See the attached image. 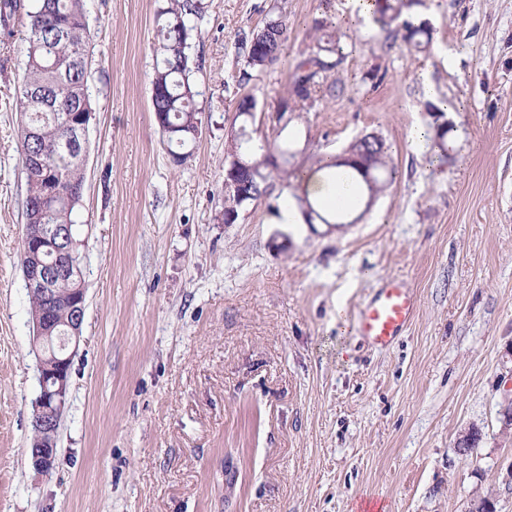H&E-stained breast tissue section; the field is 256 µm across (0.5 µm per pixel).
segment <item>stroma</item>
Returning a JSON list of instances; mask_svg holds the SVG:
<instances>
[{"label":"stroma","mask_w":512,"mask_h":512,"mask_svg":"<svg viewBox=\"0 0 512 512\" xmlns=\"http://www.w3.org/2000/svg\"><path fill=\"white\" fill-rule=\"evenodd\" d=\"M193 33L204 132L172 166L150 110L161 0H87L93 39L86 185L78 227L87 288L55 466L30 461L40 393L19 263L26 180L15 87L21 30H0V512H512V0H422L430 47H383L348 0H203ZM283 4L285 59L238 85V38ZM328 18L347 86L278 122L290 60ZM435 97H427L425 84ZM245 94L253 135L289 140L288 177L237 223L224 140ZM447 102V159L414 144ZM385 141L396 181L356 224H279L319 155ZM417 316L393 348L353 330L388 278ZM481 437L470 455L457 440ZM244 184L238 181L237 177H228L224 179V190L228 193L238 195L242 202L245 201L250 194L243 191ZM224 192V223H227L229 219L232 220L233 224L239 219L242 204L237 196L230 195Z\"/></svg>","instance_id":"obj_1"}]
</instances>
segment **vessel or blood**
<instances>
[{"label": "vessel or blood", "instance_id": "b4317fda", "mask_svg": "<svg viewBox=\"0 0 512 512\" xmlns=\"http://www.w3.org/2000/svg\"><path fill=\"white\" fill-rule=\"evenodd\" d=\"M418 312L417 296L401 280H387L360 308L354 332L372 345L386 349L411 326Z\"/></svg>", "mask_w": 512, "mask_h": 512}]
</instances>
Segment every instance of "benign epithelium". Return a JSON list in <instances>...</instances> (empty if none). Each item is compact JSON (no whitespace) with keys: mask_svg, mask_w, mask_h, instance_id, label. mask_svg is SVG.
<instances>
[{"mask_svg":"<svg viewBox=\"0 0 512 512\" xmlns=\"http://www.w3.org/2000/svg\"><path fill=\"white\" fill-rule=\"evenodd\" d=\"M92 113L83 114L81 124L74 127L71 144L76 147L75 159L86 162L87 153L77 148L85 140ZM83 242L74 241L67 224H28L23 240V278L29 296L41 303L34 313V332L31 345L39 366L40 394L35 401L32 424L36 434L31 441L30 455L34 470L49 475L55 462L56 436L60 424L59 412L69 395L71 347L77 345L85 314L83 275L77 271V248ZM53 256L49 262L46 257ZM77 275L78 286L73 289V321L68 331L56 334V323L50 318L58 298L54 281L63 275Z\"/></svg>","mask_w":512,"mask_h":512,"instance_id":"obj_1","label":"benign epithelium"}]
</instances>
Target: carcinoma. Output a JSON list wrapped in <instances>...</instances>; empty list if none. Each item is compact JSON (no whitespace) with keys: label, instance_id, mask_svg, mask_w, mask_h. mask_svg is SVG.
I'll return each mask as SVG.
<instances>
[{"label":"carcinoma","instance_id":"cac0c4a2","mask_svg":"<svg viewBox=\"0 0 512 512\" xmlns=\"http://www.w3.org/2000/svg\"><path fill=\"white\" fill-rule=\"evenodd\" d=\"M373 22L386 33L385 42L401 40L410 50L425 51L433 39V28L426 20H410V10L420 0H372ZM205 17L202 0H165L154 17L156 52L160 61L154 67L151 85L156 95L150 98L154 119L168 126L181 127L180 137L166 143L167 153L173 166L179 167L191 157V147L196 138L190 134L194 122H203L205 108L199 102L203 92L199 90L194 66L192 31ZM25 29V70L15 90V108L19 112L20 158L33 148L44 150L46 167L43 172L26 175L27 194L25 205H42L46 209L44 219L48 224H70L77 230V207L86 182L85 169L77 164L63 148L72 126L82 121L85 112H95L89 91L91 59L88 46L91 31L86 18L85 0H32L23 6L20 0H0V25L7 28L12 21ZM314 47L307 55L289 64L287 90L279 98L276 112L284 116L307 104L317 96L336 98L343 95L346 85L332 80L315 79L311 69L327 71L341 62L343 53L340 37L328 30L323 19L313 20ZM289 36L288 18L283 7L274 5L265 14L262 24L242 33L238 40L241 65L236 75L238 85H246L255 77L272 69L281 59ZM45 91L54 98L53 109L32 108L28 94ZM432 117L430 127L434 131L431 149L441 158L448 157L452 149L448 140V122H439L445 112L439 107L428 106ZM42 134L41 142L28 139L26 129ZM289 149L267 139L241 140L230 132L224 145V165L239 157L256 167L261 177L250 181L252 198L267 194V181L278 173L288 174L283 165L288 163ZM339 164L354 170L367 190L369 200H375L395 179L396 169L391 163L384 140L369 144L357 138L345 154L337 157ZM64 178L61 194L44 199L46 181ZM306 204L310 220L323 224H338L342 213H321L309 200L297 197ZM242 204L237 196L224 194V221L237 222Z\"/></svg>","mask_w":512,"mask_h":512}]
</instances>
